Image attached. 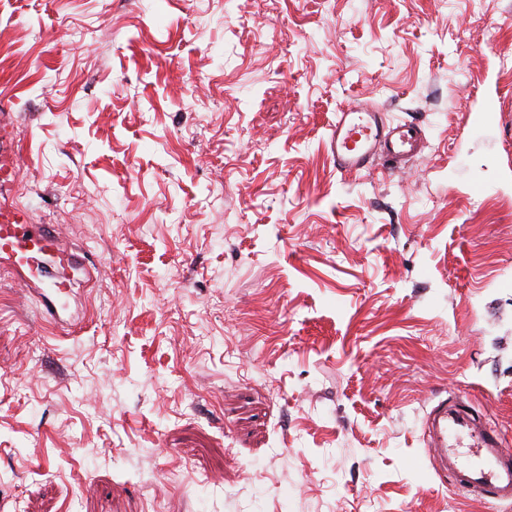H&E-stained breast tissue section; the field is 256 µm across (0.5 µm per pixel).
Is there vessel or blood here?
<instances>
[{
    "label": "vessel or blood",
    "mask_w": 512,
    "mask_h": 512,
    "mask_svg": "<svg viewBox=\"0 0 512 512\" xmlns=\"http://www.w3.org/2000/svg\"><path fill=\"white\" fill-rule=\"evenodd\" d=\"M328 148L338 171L368 170L375 157L398 163L420 151V129L410 123L386 125L380 114L359 104L341 110L331 126ZM56 238L29 213L0 214V259L24 267L32 254L52 252ZM427 451L434 471L478 500L512 502V448L500 434L477 422L473 410L453 399L439 401L424 419ZM473 457L461 459L460 446Z\"/></svg>",
    "instance_id": "vessel-or-blood-1"
}]
</instances>
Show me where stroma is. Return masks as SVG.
<instances>
[{"instance_id":"1","label":"stroma","mask_w":512,"mask_h":512,"mask_svg":"<svg viewBox=\"0 0 512 512\" xmlns=\"http://www.w3.org/2000/svg\"><path fill=\"white\" fill-rule=\"evenodd\" d=\"M357 104L421 153L337 171ZM2 124L89 268L0 264V512H512L422 430L512 448V0H0ZM427 451L434 471L449 477L458 490L478 500L512 502V448H505L495 430L476 421L474 410L455 399L438 402L424 419ZM469 440L473 463L458 448Z\"/></svg>"}]
</instances>
